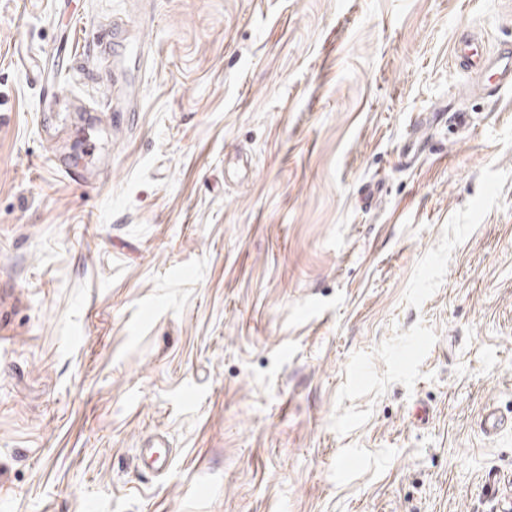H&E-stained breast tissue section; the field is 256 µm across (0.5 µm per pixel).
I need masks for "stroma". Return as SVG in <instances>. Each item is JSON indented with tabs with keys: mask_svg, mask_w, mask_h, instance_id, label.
Listing matches in <instances>:
<instances>
[{
	"mask_svg": "<svg viewBox=\"0 0 512 512\" xmlns=\"http://www.w3.org/2000/svg\"><path fill=\"white\" fill-rule=\"evenodd\" d=\"M472 32L512 0H0V512H512V92ZM464 47L454 46L453 54L463 65L473 72L482 82L485 89H489L498 95L501 91L512 88V48L503 46L493 55L485 52L479 53L474 49L471 40L463 41ZM491 72L496 77L493 85H487L483 81L484 72Z\"/></svg>",
	"mask_w": 512,
	"mask_h": 512,
	"instance_id": "35a3bbf8",
	"label": "stroma"
}]
</instances>
